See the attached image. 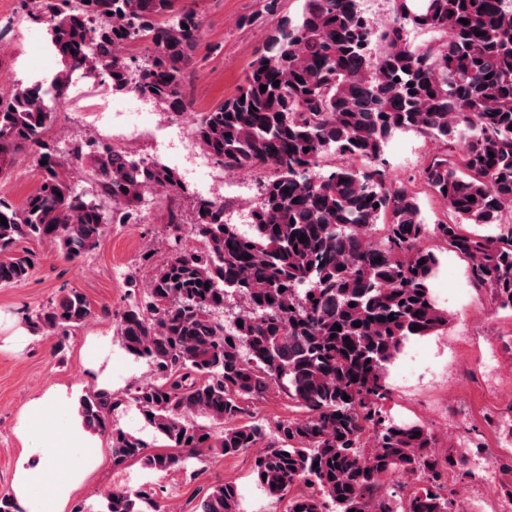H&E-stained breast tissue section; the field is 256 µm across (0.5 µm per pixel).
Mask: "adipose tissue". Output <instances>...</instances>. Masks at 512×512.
I'll list each match as a JSON object with an SVG mask.
<instances>
[{"label":"adipose tissue","instance_id":"obj_1","mask_svg":"<svg viewBox=\"0 0 512 512\" xmlns=\"http://www.w3.org/2000/svg\"><path fill=\"white\" fill-rule=\"evenodd\" d=\"M77 402L76 393L59 389L27 404L19 427L24 447L12 484L18 512H64L73 490L100 465L102 440L80 417H72L65 432L47 429L59 408Z\"/></svg>","mask_w":512,"mask_h":512}]
</instances>
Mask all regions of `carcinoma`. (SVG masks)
Segmentation results:
<instances>
[{
    "label": "carcinoma",
    "mask_w": 512,
    "mask_h": 512,
    "mask_svg": "<svg viewBox=\"0 0 512 512\" xmlns=\"http://www.w3.org/2000/svg\"><path fill=\"white\" fill-rule=\"evenodd\" d=\"M300 2L295 15L276 18L237 91L191 125L222 168L266 173L250 231L225 223L221 202L194 201L188 225L169 211V257L116 328L120 347L154 379L122 396L93 392L81 411L93 430L111 431L115 467L135 459L165 472L257 448L255 481L287 500L286 512H453L446 474L459 461L436 453L422 426L387 420L382 400L405 342L448 322L429 288L437 265L429 235L468 258L473 285L512 309V0H396L379 32L358 0ZM21 10L23 21L45 26L57 68L0 94V177L19 155L41 173L22 206L0 198V253L34 238L72 259L146 193L182 189L171 169L101 139L75 140L66 156L55 149L47 135L72 77L86 71L124 92L133 76L140 96L183 114L203 18L187 0H21ZM412 28L434 41L412 43ZM134 44L142 57L128 54ZM407 131L457 149L420 172L447 209L431 229L416 198L380 169L321 171L327 154L373 165ZM473 224L497 233L478 235ZM187 234L203 247L185 250ZM31 267L25 257L1 259L0 285L24 282ZM230 296L242 311L228 326ZM94 316L71 290L35 325L66 336ZM274 389L300 414L269 434L247 410ZM126 403L175 452L150 453L147 440L112 426ZM395 474L405 478L396 490ZM301 484L315 492L292 491ZM104 508L165 512L145 491L109 492ZM195 512H243L238 486L213 488Z\"/></svg>",
    "instance_id": "obj_1"
}]
</instances>
